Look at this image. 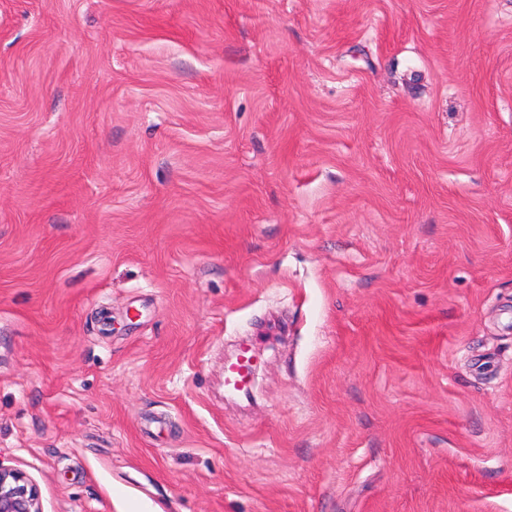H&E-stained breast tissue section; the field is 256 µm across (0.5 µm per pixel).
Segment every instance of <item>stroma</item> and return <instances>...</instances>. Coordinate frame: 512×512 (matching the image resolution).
Segmentation results:
<instances>
[{"mask_svg": "<svg viewBox=\"0 0 512 512\" xmlns=\"http://www.w3.org/2000/svg\"><path fill=\"white\" fill-rule=\"evenodd\" d=\"M0 464L512 512V0H0ZM256 360L253 349L248 346L236 361L225 365L224 385L229 392H243L247 389Z\"/></svg>", "mask_w": 512, "mask_h": 512, "instance_id": "1", "label": "stroma"}]
</instances>
